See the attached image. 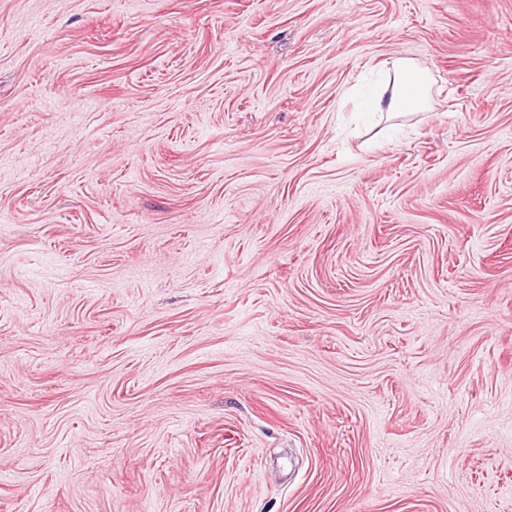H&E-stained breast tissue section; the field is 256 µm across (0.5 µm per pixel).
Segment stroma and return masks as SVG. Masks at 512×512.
<instances>
[{
  "label": "stroma",
  "mask_w": 512,
  "mask_h": 512,
  "mask_svg": "<svg viewBox=\"0 0 512 512\" xmlns=\"http://www.w3.org/2000/svg\"><path fill=\"white\" fill-rule=\"evenodd\" d=\"M0 512H512V0H0ZM392 67L391 82L376 100L377 111L395 113L418 110L421 107L420 97H416L413 102L405 96L404 90L409 86L420 87L425 79L424 74L403 60L394 62ZM388 89H391V92L389 98L386 99Z\"/></svg>",
  "instance_id": "stroma-1"
}]
</instances>
